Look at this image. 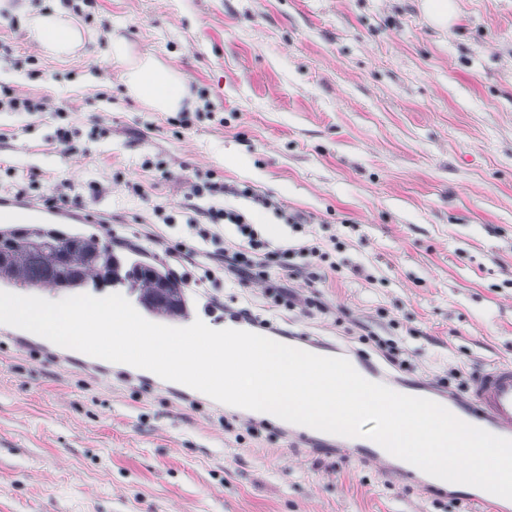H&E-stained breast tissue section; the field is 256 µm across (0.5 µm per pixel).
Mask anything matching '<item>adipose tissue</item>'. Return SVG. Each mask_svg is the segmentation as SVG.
<instances>
[{
    "instance_id": "ef3b65f1",
    "label": "adipose tissue",
    "mask_w": 512,
    "mask_h": 512,
    "mask_svg": "<svg viewBox=\"0 0 512 512\" xmlns=\"http://www.w3.org/2000/svg\"><path fill=\"white\" fill-rule=\"evenodd\" d=\"M26 26L31 40L52 57L69 56L83 41L80 27L59 10L29 12ZM125 77L130 93L154 111L177 112L193 103L185 81L153 58L134 63Z\"/></svg>"
}]
</instances>
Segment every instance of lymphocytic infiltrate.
Listing matches in <instances>:
<instances>
[{
	"label": "lymphocytic infiltrate",
	"mask_w": 512,
	"mask_h": 512,
	"mask_svg": "<svg viewBox=\"0 0 512 512\" xmlns=\"http://www.w3.org/2000/svg\"><path fill=\"white\" fill-rule=\"evenodd\" d=\"M189 196L197 201L194 216L187 221L192 237L165 246L164 252L189 263L204 280L229 272L245 285L255 281L263 283L266 305L259 307L248 300L240 302L232 311L235 319L278 335L282 332L278 324L282 311H295L306 318L327 312L328 307L319 290L335 279L339 264L332 248L316 238L302 235L303 218L289 214L285 220L301 233L300 238L288 246L287 252L305 257V264L274 266L270 260L277 250L257 225L251 224L243 213L224 208L223 183L209 175L195 177L190 184ZM228 226L233 227L236 240L232 246L224 248L220 242ZM298 277L304 278L311 287L310 296L300 297L289 288V281Z\"/></svg>",
	"instance_id": "f902f5d3"
}]
</instances>
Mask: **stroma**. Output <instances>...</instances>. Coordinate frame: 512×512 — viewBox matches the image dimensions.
Masks as SVG:
<instances>
[{"label": "stroma", "mask_w": 512, "mask_h": 512, "mask_svg": "<svg viewBox=\"0 0 512 512\" xmlns=\"http://www.w3.org/2000/svg\"><path fill=\"white\" fill-rule=\"evenodd\" d=\"M0 15V82L47 99L0 112V198L34 182L102 187L71 233L114 252L168 263L142 234L153 203L175 216L157 234H186L195 171L248 185L343 247L329 312L292 331L389 375L396 389L512 361V0H453L436 25L424 0H97L72 55L33 44L21 6ZM124 39L127 62L112 58ZM150 57L185 77L195 106L167 115L133 97L128 61ZM83 133L106 128L93 153L50 137L53 108ZM156 162L154 170L142 167ZM172 174L160 181L161 170ZM159 179L154 201L131 186ZM152 224V223H151ZM189 319L230 324L263 288L230 278L189 289ZM412 367H391L375 338ZM230 410L152 372L63 348L0 324V512H464L451 488L393 474L400 461L339 457L335 435Z\"/></svg>", "instance_id": "stroma-1"}]
</instances>
